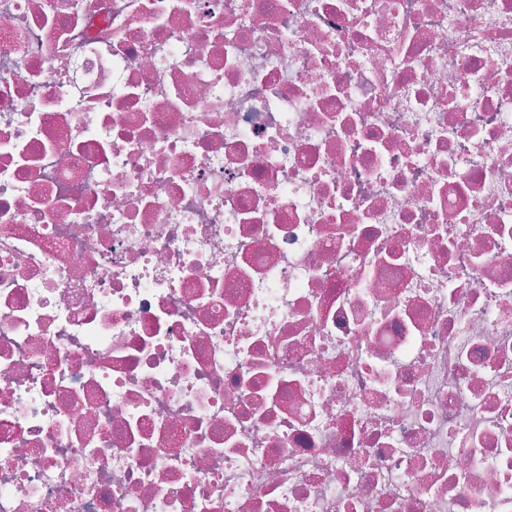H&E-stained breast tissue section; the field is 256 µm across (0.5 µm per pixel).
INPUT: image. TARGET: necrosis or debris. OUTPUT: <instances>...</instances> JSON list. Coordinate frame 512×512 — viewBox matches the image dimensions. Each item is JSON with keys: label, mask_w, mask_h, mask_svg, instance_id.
I'll return each instance as SVG.
<instances>
[{"label": "necrosis or debris", "mask_w": 512, "mask_h": 512, "mask_svg": "<svg viewBox=\"0 0 512 512\" xmlns=\"http://www.w3.org/2000/svg\"><path fill=\"white\" fill-rule=\"evenodd\" d=\"M0 512H512V0H0Z\"/></svg>", "instance_id": "4bbe7bcc"}]
</instances>
